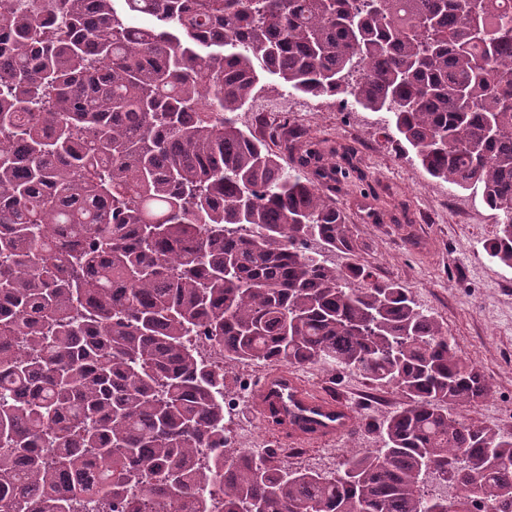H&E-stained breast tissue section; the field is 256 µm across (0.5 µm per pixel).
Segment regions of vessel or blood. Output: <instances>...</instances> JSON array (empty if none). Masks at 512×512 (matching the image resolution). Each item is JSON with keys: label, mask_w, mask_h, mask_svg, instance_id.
Segmentation results:
<instances>
[{"label": "vessel or blood", "mask_w": 512, "mask_h": 512, "mask_svg": "<svg viewBox=\"0 0 512 512\" xmlns=\"http://www.w3.org/2000/svg\"><path fill=\"white\" fill-rule=\"evenodd\" d=\"M252 404L261 418L277 413L279 431L301 445L336 440L353 419L343 398L310 388L285 367L267 373L254 387Z\"/></svg>", "instance_id": "vessel-or-blood-1"}]
</instances>
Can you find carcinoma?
<instances>
[{
    "instance_id": "1",
    "label": "carcinoma",
    "mask_w": 512,
    "mask_h": 512,
    "mask_svg": "<svg viewBox=\"0 0 512 512\" xmlns=\"http://www.w3.org/2000/svg\"><path fill=\"white\" fill-rule=\"evenodd\" d=\"M264 73L388 114L512 269V0H0V512H512V431L454 412L490 384L357 262L335 148L285 166L238 125ZM197 328L396 389L384 448L233 447Z\"/></svg>"
}]
</instances>
